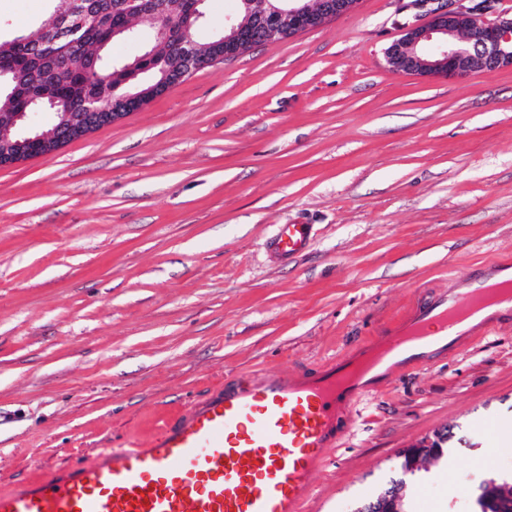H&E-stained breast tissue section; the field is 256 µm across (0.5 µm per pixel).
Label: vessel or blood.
Returning <instances> with one entry per match:
<instances>
[{
	"instance_id": "b4317fda",
	"label": "vessel or blood",
	"mask_w": 512,
	"mask_h": 512,
	"mask_svg": "<svg viewBox=\"0 0 512 512\" xmlns=\"http://www.w3.org/2000/svg\"><path fill=\"white\" fill-rule=\"evenodd\" d=\"M313 237V225L283 224L268 250L294 260ZM497 275L483 271L467 287L426 297L313 371L238 376L166 423L160 436L2 486L0 512H303L317 471L343 444L361 399L512 318V278Z\"/></svg>"
}]
</instances>
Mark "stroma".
I'll list each match as a JSON object with an SVG mask.
<instances>
[{
	"instance_id": "35a3bbf8",
	"label": "stroma",
	"mask_w": 512,
	"mask_h": 512,
	"mask_svg": "<svg viewBox=\"0 0 512 512\" xmlns=\"http://www.w3.org/2000/svg\"><path fill=\"white\" fill-rule=\"evenodd\" d=\"M410 0L194 72L54 153L0 168V485L160 429L225 377L302 370L374 335L425 291L512 265V68L388 69ZM52 0H0V37ZM313 225L286 263L266 243ZM305 512H355L402 477L473 512L480 420L512 422V327L363 401Z\"/></svg>"
}]
</instances>
